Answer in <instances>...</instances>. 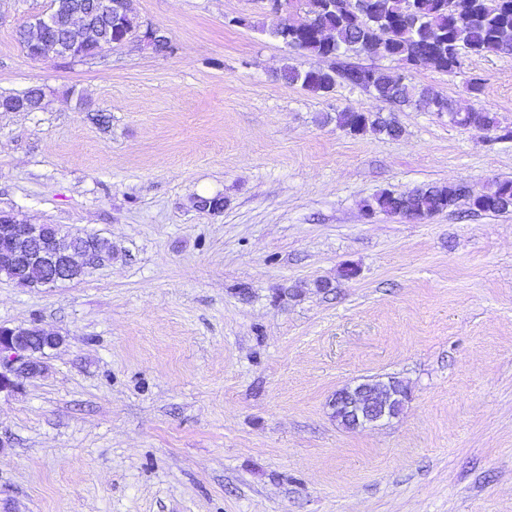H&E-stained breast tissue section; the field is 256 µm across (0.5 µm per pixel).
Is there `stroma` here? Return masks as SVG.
<instances>
[{
	"label": "stroma",
	"mask_w": 512,
	"mask_h": 512,
	"mask_svg": "<svg viewBox=\"0 0 512 512\" xmlns=\"http://www.w3.org/2000/svg\"><path fill=\"white\" fill-rule=\"evenodd\" d=\"M48 6L0 0V96L45 93L0 111V210L113 253L77 282L0 277V326L63 338L0 395V512H512V211L363 210L511 179L512 139L285 83L311 60L254 0H133L173 53L40 64L16 32ZM357 62L512 126L510 54ZM347 107L400 135L346 134ZM374 376L407 388L402 413L345 429L333 397Z\"/></svg>",
	"instance_id": "stroma-1"
}]
</instances>
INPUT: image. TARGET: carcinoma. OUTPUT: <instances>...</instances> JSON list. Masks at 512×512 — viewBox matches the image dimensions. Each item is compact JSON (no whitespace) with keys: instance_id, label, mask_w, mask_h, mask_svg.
Returning <instances> with one entry per match:
<instances>
[{"instance_id":"1","label":"carcinoma","mask_w":512,"mask_h":512,"mask_svg":"<svg viewBox=\"0 0 512 512\" xmlns=\"http://www.w3.org/2000/svg\"><path fill=\"white\" fill-rule=\"evenodd\" d=\"M288 9L302 13L295 22L287 15L270 29V34L290 48L317 59L349 55L381 56L413 66L432 65L453 73L462 65L463 55L511 53L512 38L503 42V32L512 31V0H290ZM348 64L334 68L289 67L282 78L315 95L333 91L338 82L353 84ZM364 88L383 102L401 106H423L431 112H446L451 123L500 132L512 138V128L500 126L495 113L486 108L461 112L447 97L415 95L407 77L395 78L383 69H363ZM336 126L350 135L368 131L394 138L400 129L380 112L345 108L336 113ZM464 200L474 212L506 213L512 210V180H495L482 191L463 185L430 183L408 192L384 190L364 204L366 213L411 217L423 220ZM228 200L221 195L199 196L197 208L221 212Z\"/></svg>"}]
</instances>
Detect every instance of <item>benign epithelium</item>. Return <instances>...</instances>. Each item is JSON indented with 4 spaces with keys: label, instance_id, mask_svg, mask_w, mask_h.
<instances>
[{
    "label": "benign epithelium",
    "instance_id": "1",
    "mask_svg": "<svg viewBox=\"0 0 512 512\" xmlns=\"http://www.w3.org/2000/svg\"><path fill=\"white\" fill-rule=\"evenodd\" d=\"M133 14L131 0H95V5L85 6L63 0H50L48 9L30 21L31 30L39 33L64 21L68 32L65 45L52 44L46 40L29 46V54L37 62L74 58L92 61L100 57L106 46L137 44L154 46L150 31L125 27L124 19ZM113 21L121 31L119 39L104 40L99 19ZM62 232L55 224H29L12 213L0 212V237L12 242V249L0 254V262L9 265L19 277L32 269L42 272V284H54L67 280L74 272H85L86 268L100 264L107 256L92 249L67 247L62 243ZM43 337L53 345L60 339L41 327L0 326V393L18 388L16 378L33 375L35 355L24 344L21 337L30 334ZM407 399L404 388L393 381L365 380L350 384L336 392V403L343 408L348 428L352 430L378 427L397 418Z\"/></svg>",
    "mask_w": 512,
    "mask_h": 512
}]
</instances>
